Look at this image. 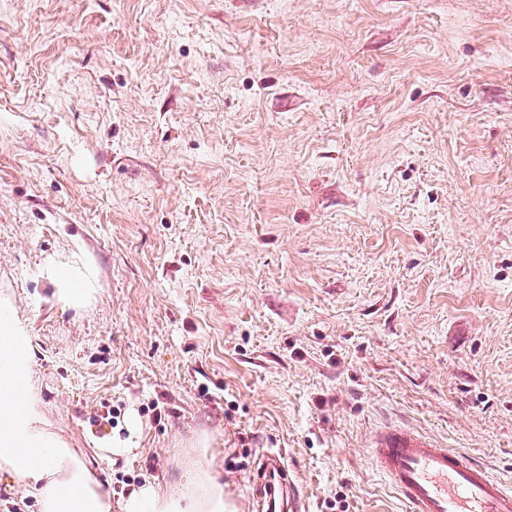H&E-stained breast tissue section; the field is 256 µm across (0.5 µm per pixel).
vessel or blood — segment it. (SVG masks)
I'll use <instances>...</instances> for the list:
<instances>
[{"instance_id": "vessel-or-blood-1", "label": "vessel or blood", "mask_w": 512, "mask_h": 512, "mask_svg": "<svg viewBox=\"0 0 512 512\" xmlns=\"http://www.w3.org/2000/svg\"><path fill=\"white\" fill-rule=\"evenodd\" d=\"M369 458L408 512H512V487L465 452L409 426L390 423L373 435ZM282 512H300L298 488L282 453L262 454L252 494L254 512H270L274 493Z\"/></svg>"}]
</instances>
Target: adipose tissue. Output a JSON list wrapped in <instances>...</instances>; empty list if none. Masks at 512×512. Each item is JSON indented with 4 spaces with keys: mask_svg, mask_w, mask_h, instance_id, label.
Listing matches in <instances>:
<instances>
[{
    "mask_svg": "<svg viewBox=\"0 0 512 512\" xmlns=\"http://www.w3.org/2000/svg\"><path fill=\"white\" fill-rule=\"evenodd\" d=\"M24 337L0 343V471L39 484L41 512H110L109 498L89 468L45 426L23 366ZM124 512H235L209 468L190 473L178 490L146 482L124 499Z\"/></svg>",
    "mask_w": 512,
    "mask_h": 512,
    "instance_id": "ef3b65f1",
    "label": "adipose tissue"
}]
</instances>
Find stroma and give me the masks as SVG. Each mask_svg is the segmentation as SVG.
Segmentation results:
<instances>
[{"mask_svg": "<svg viewBox=\"0 0 512 512\" xmlns=\"http://www.w3.org/2000/svg\"><path fill=\"white\" fill-rule=\"evenodd\" d=\"M0 299L111 512L201 433L238 512H405L390 422L512 483V0H0ZM50 278L59 298L68 304L81 305L90 296L91 284L75 269L55 268ZM257 480L252 494V510L270 512L275 486L282 495L280 512H299L300 498L297 485L288 469L283 454L267 452L258 458Z\"/></svg>", "mask_w": 512, "mask_h": 512, "instance_id": "35a3bbf8", "label": "stroma"}]
</instances>
